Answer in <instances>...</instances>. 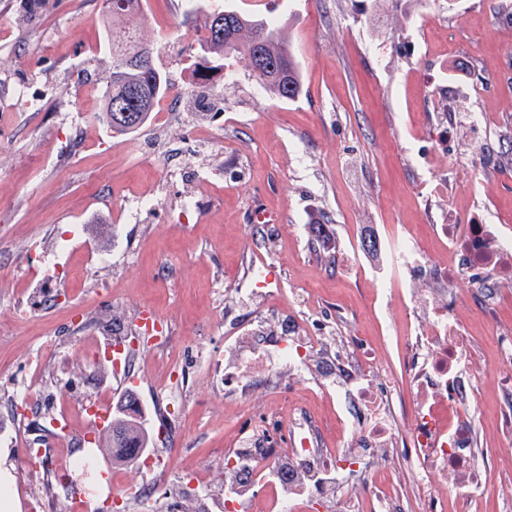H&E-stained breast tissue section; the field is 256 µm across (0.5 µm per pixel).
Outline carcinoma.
<instances>
[{"label":"carcinoma","mask_w":512,"mask_h":512,"mask_svg":"<svg viewBox=\"0 0 512 512\" xmlns=\"http://www.w3.org/2000/svg\"><path fill=\"white\" fill-rule=\"evenodd\" d=\"M107 2L112 72L100 121L114 133L129 134L150 120L155 103L170 90V82L154 66L153 46L138 30L126 25L130 12L124 9L125 0ZM204 33L206 37L196 39L195 47L202 56L241 55L255 80L272 96L292 100L301 94L298 62L277 24L226 8L206 17ZM112 429L116 430L110 435L112 458L137 460L136 450L148 444L140 422L120 409L112 417Z\"/></svg>","instance_id":"cac0c4a2"}]
</instances>
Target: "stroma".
Returning <instances> with one entry per match:
<instances>
[{
	"instance_id": "obj_1",
	"label": "stroma",
	"mask_w": 512,
	"mask_h": 512,
	"mask_svg": "<svg viewBox=\"0 0 512 512\" xmlns=\"http://www.w3.org/2000/svg\"><path fill=\"white\" fill-rule=\"evenodd\" d=\"M228 6L282 24L302 75L297 99L271 96L239 57L214 69H232V80L189 82L207 13ZM511 17L512 0H141L128 22L170 78L155 106L170 119L116 135L99 120L112 70L105 0H47L32 17L21 0H0V460L15 477L18 512H41L44 498L50 512H70L72 490L58 485L56 468L81 446L100 499L150 481L139 465L113 464L106 429L89 430L85 417H74L69 437L46 432L60 403L88 402L86 382L119 403L122 378L96 340L137 334L144 316L167 340L135 346L127 413L168 467L155 512L174 500L197 512L180 482L189 469L210 473L203 492L220 499L224 451L242 416L280 405L274 388L243 400L217 384L211 365L237 320H258L271 335L290 323L309 334L328 320L317 347L328 376L346 342L388 358L371 298L377 261L358 257L360 270L347 273L336 262L356 257L363 231L410 232L440 262L432 222L466 213L512 225ZM27 81L46 94L40 109L18 97ZM199 94L212 111L197 108ZM476 113L490 119L485 133L471 126ZM448 114L445 148L434 133ZM489 143L498 158L480 182ZM203 182L209 194L183 214L182 199ZM144 194L152 208H137ZM261 261L277 298L241 292ZM452 299L479 338L478 367L494 371L495 324L465 287ZM17 390L26 402L14 400ZM497 399L485 380L477 435L499 462L494 487L512 488ZM30 438L52 469L27 467Z\"/></svg>"
}]
</instances>
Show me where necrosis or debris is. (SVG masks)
Segmentation results:
<instances>
[{
  "label": "necrosis or debris",
  "instance_id": "necrosis-or-debris-1",
  "mask_svg": "<svg viewBox=\"0 0 512 512\" xmlns=\"http://www.w3.org/2000/svg\"><path fill=\"white\" fill-rule=\"evenodd\" d=\"M433 231L447 255L439 266L405 237L375 240L395 276L416 273L428 282L418 292L401 289V296L416 309L433 296L434 285L465 281L483 315L491 316L498 289L512 281V227L495 229L462 215L454 223L434 225ZM325 331L319 323L310 336L293 326L269 337L251 327L226 337V347L239 350L238 360L224 367L229 392L244 398L259 380L296 375ZM496 336L494 381L502 426L512 435V327L498 328ZM394 343L397 369L377 375L367 343L358 344L355 354H337V379L320 389L342 411L339 442L329 441L308 408L252 413L234 447L224 453V471L234 477L224 486V512H311L317 501L329 498L332 485L354 476L361 479L360 489L347 512H483L492 464L487 449L477 445L472 408L482 376L459 368L476 350V337L460 328L442 300ZM402 376L410 382L405 394L398 390ZM381 442L404 445L411 496L393 484L363 478Z\"/></svg>",
  "mask_w": 512,
  "mask_h": 512
}]
</instances>
